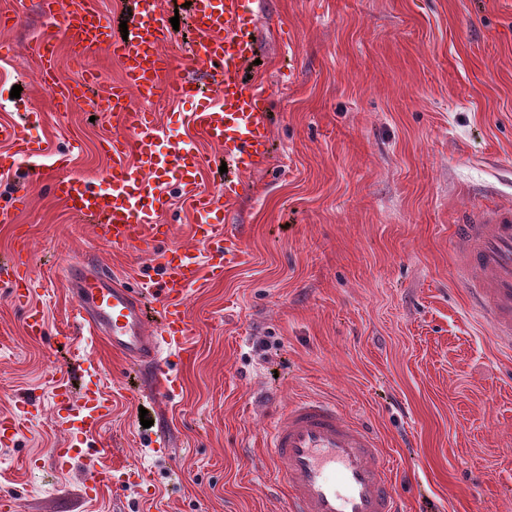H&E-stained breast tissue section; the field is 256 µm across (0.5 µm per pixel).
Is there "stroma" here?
<instances>
[{"label":"stroma","mask_w":512,"mask_h":512,"mask_svg":"<svg viewBox=\"0 0 512 512\" xmlns=\"http://www.w3.org/2000/svg\"><path fill=\"white\" fill-rule=\"evenodd\" d=\"M258 64L274 86L268 164L246 175L227 222L235 262L183 301L192 351L165 362L174 397L91 336L68 266L89 261L135 287L157 262L101 244L54 196L69 174L112 166L107 91L123 81L107 48L73 64L56 41L53 76L97 83L57 111L35 77L55 28L39 0H0V123L40 144L47 170H0V259L23 261L48 339L26 337L25 310L0 284V416L23 434L0 445V493L20 512H288L263 441L289 402L336 401L378 436L405 512H512V357L454 276L455 224L481 204L512 207V0H255ZM19 97H11L13 86ZM204 157L216 191L222 156L188 105L147 103ZM25 205L16 206L18 187ZM72 385L68 409L52 379ZM112 411L83 431L86 388ZM152 424L143 427L141 417ZM79 439L80 457L57 449ZM103 466L144 469L148 488L85 485Z\"/></svg>","instance_id":"obj_1"}]
</instances>
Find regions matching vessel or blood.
<instances>
[{"label": "vessel or blood", "instance_id": "b4317fda", "mask_svg": "<svg viewBox=\"0 0 512 512\" xmlns=\"http://www.w3.org/2000/svg\"><path fill=\"white\" fill-rule=\"evenodd\" d=\"M194 44L182 62L180 76H170V57L158 53L173 32L160 0H132L127 17L128 37L114 36L110 23L91 0H44L46 17L67 38L69 48L84 53L99 46L111 48L123 67L122 85L109 94L113 134L102 151L112 159V171L101 180L66 176L55 193L71 214L96 219L100 242L132 249L158 260L163 298L162 324L151 331L143 296L145 287H118L98 268L74 267L69 288L95 333L112 351L149 370L157 390L172 396L176 380L166 370L163 345L187 344L192 325L182 307L189 289L207 287L222 275L237 252L224 233L225 219L243 195L244 175L262 169L270 156L272 114L269 87L249 81L245 71L257 52L256 16L250 0H191ZM204 67L210 82L202 88L191 78ZM166 96L190 104L189 117L208 141L218 146L234 176L213 193H203L205 167L200 154L184 141L160 147L165 135L155 113L136 111L133 99L149 101ZM0 141L15 148L0 156V168L30 164L38 178L43 167L32 146L11 124L0 125ZM188 200L199 220L195 226L209 243L206 254L171 247L174 227L162 223L174 193ZM457 234L467 250L456 266V278L469 294L476 314L491 324L494 338L512 350V210H490L475 223L461 224ZM15 301L24 305V330L42 338L46 323L30 304L32 281L11 264L0 266ZM80 418L94 428L110 413L105 392L86 390ZM270 460L280 470L290 512H400L393 475L377 437L365 425L346 419L335 403L309 398L294 401L278 413L268 433Z\"/></svg>", "mask_w": 512, "mask_h": 512}]
</instances>
